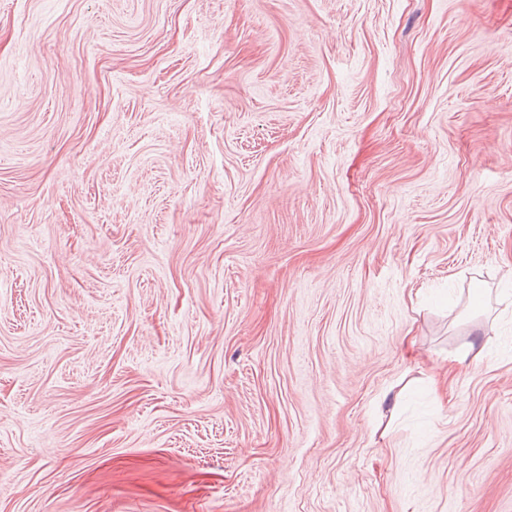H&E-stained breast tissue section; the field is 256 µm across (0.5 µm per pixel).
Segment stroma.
<instances>
[{"mask_svg":"<svg viewBox=\"0 0 512 512\" xmlns=\"http://www.w3.org/2000/svg\"><path fill=\"white\" fill-rule=\"evenodd\" d=\"M0 512H512V0H0Z\"/></svg>","mask_w":512,"mask_h":512,"instance_id":"35a3bbf8","label":"stroma"}]
</instances>
